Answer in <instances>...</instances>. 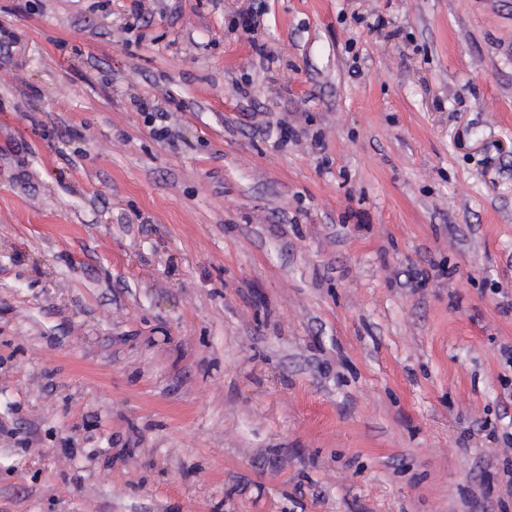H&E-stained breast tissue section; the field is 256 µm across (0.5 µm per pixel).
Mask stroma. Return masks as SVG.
<instances>
[{
  "instance_id": "obj_1",
  "label": "stroma",
  "mask_w": 512,
  "mask_h": 512,
  "mask_svg": "<svg viewBox=\"0 0 512 512\" xmlns=\"http://www.w3.org/2000/svg\"><path fill=\"white\" fill-rule=\"evenodd\" d=\"M508 346L512 0H0V512H512Z\"/></svg>"
}]
</instances>
